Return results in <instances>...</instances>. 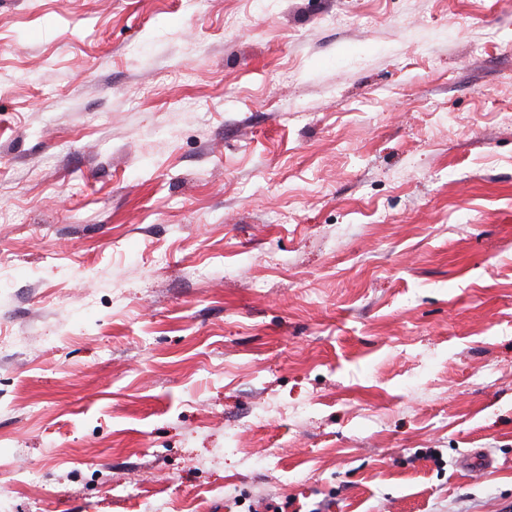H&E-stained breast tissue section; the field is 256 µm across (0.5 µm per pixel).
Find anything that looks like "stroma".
<instances>
[{"label": "stroma", "mask_w": 512, "mask_h": 512, "mask_svg": "<svg viewBox=\"0 0 512 512\" xmlns=\"http://www.w3.org/2000/svg\"><path fill=\"white\" fill-rule=\"evenodd\" d=\"M0 336V512H512V0H0Z\"/></svg>", "instance_id": "35a3bbf8"}]
</instances>
